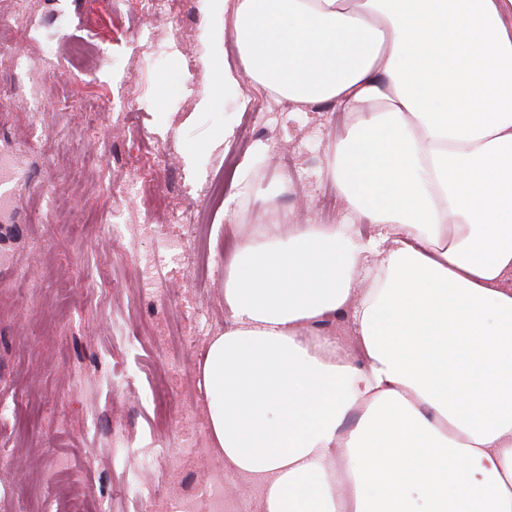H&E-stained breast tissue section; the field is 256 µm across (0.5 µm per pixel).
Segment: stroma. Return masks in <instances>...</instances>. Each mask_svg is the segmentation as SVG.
<instances>
[{"label":"stroma","mask_w":512,"mask_h":512,"mask_svg":"<svg viewBox=\"0 0 512 512\" xmlns=\"http://www.w3.org/2000/svg\"><path fill=\"white\" fill-rule=\"evenodd\" d=\"M14 12L15 0H0V159L16 165L0 218V512H139L141 479L160 490L150 512H173L189 495L210 512L206 488L224 461L206 444L196 366L224 330V245L235 225L275 223L290 209L303 222L344 219L323 170L349 118L329 104L285 103L269 127L248 79L237 93L216 92L213 59L239 63L205 0L157 19L152 34L171 51L154 66L139 52L140 0H28L23 29L8 26ZM46 45L84 83L47 82L34 103L31 76L12 58ZM73 96L98 106L100 148L88 149L77 114L57 111ZM234 151L252 162V183L227 186L240 195L232 219L211 211L208 264L169 263L156 273L160 289L145 291L147 261L163 247L179 254L183 219L196 218L202 189ZM138 155L158 162L169 222L149 225L140 195L109 191L132 181ZM292 161L303 169L296 185ZM163 374L166 428L154 421Z\"/></svg>","instance_id":"stroma-1"}]
</instances>
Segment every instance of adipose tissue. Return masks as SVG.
<instances>
[{"mask_svg":"<svg viewBox=\"0 0 512 512\" xmlns=\"http://www.w3.org/2000/svg\"><path fill=\"white\" fill-rule=\"evenodd\" d=\"M208 2L249 81L354 115L327 173L375 226L238 231L214 452L259 512H512V0Z\"/></svg>","mask_w":512,"mask_h":512,"instance_id":"adipose-tissue-1","label":"adipose tissue"}]
</instances>
